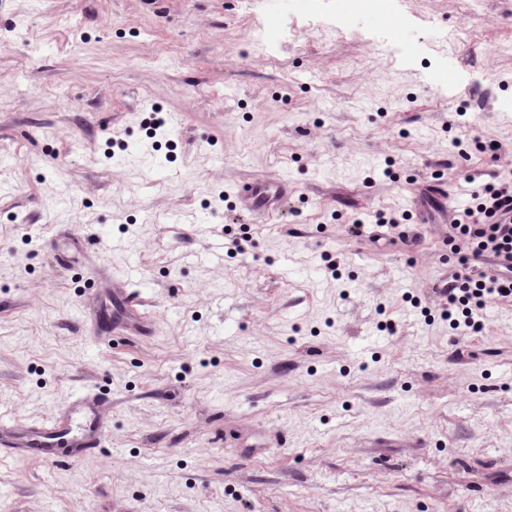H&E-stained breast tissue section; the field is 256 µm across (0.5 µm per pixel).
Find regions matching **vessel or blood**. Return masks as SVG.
I'll list each match as a JSON object with an SVG mask.
<instances>
[{"label":"vessel or blood","mask_w":512,"mask_h":512,"mask_svg":"<svg viewBox=\"0 0 512 512\" xmlns=\"http://www.w3.org/2000/svg\"><path fill=\"white\" fill-rule=\"evenodd\" d=\"M292 191L287 179L266 177L239 184L235 195L253 223L268 224L280 212ZM68 405L71 409L68 420L52 419L29 424L20 440L21 445L30 448L33 455L51 460L60 443L78 448L102 435L106 423L96 412L88 410L84 397H73Z\"/></svg>","instance_id":"b4317fda"}]
</instances>
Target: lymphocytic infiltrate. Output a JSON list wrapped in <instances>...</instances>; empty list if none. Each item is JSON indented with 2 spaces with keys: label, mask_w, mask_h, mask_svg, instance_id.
<instances>
[{
  "label": "lymphocytic infiltrate",
  "mask_w": 512,
  "mask_h": 512,
  "mask_svg": "<svg viewBox=\"0 0 512 512\" xmlns=\"http://www.w3.org/2000/svg\"><path fill=\"white\" fill-rule=\"evenodd\" d=\"M467 180L477 185L474 203L452 226L462 250V269L438 293L445 301L442 315L449 328L478 335L484 323L477 319V311L492 301L512 299V187L480 184L472 174ZM487 254L496 258V271L478 270L477 261Z\"/></svg>",
  "instance_id": "obj_1"
}]
</instances>
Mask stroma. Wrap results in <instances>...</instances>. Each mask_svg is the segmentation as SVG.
<instances>
[{
	"label": "stroma",
	"mask_w": 512,
	"mask_h": 512,
	"mask_svg": "<svg viewBox=\"0 0 512 512\" xmlns=\"http://www.w3.org/2000/svg\"><path fill=\"white\" fill-rule=\"evenodd\" d=\"M340 4L0 0V419L107 422L0 447V512H512V300L456 335L435 290L512 181V0ZM288 179L266 177L239 184L236 198L255 224H269L292 194ZM72 409L68 420L52 419L29 424L19 442L4 443L5 448H18L24 445L31 448V453L42 459L56 461L54 450L61 442L69 443L73 448L83 446L86 442L99 438L106 428L105 420L94 411H88L86 398L72 397L68 401ZM88 408V410H87Z\"/></svg>",
	"instance_id": "obj_1"
}]
</instances>
